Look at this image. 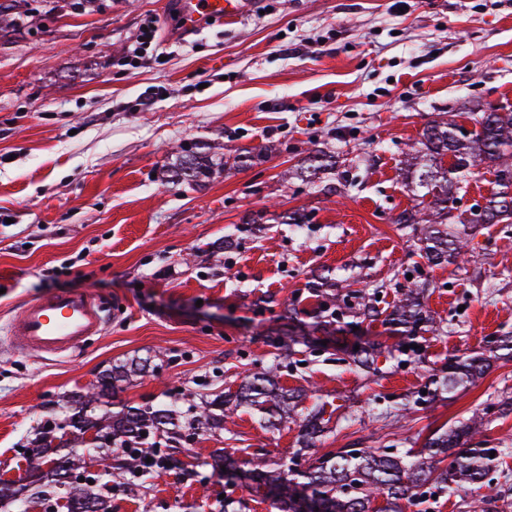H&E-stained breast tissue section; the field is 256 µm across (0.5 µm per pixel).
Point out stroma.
Masks as SVG:
<instances>
[{
	"instance_id": "obj_1",
	"label": "stroma",
	"mask_w": 512,
	"mask_h": 512,
	"mask_svg": "<svg viewBox=\"0 0 512 512\" xmlns=\"http://www.w3.org/2000/svg\"><path fill=\"white\" fill-rule=\"evenodd\" d=\"M154 21L151 58L126 56ZM512 106V0H260L242 20L183 36L173 0H104L87 16L39 17L0 38V475L19 478L48 403L113 363L155 371L116 398L134 405L236 392L271 364L324 409L323 448L409 447L419 431L512 396V361L468 390L436 396L431 374L512 331V224H485L459 263L413 254L395 217L415 205L397 168L447 113ZM211 144L250 163L191 190L161 174L179 147ZM320 149L336 168L314 183L288 170ZM301 209L303 231L279 221ZM262 217L252 234L244 222ZM350 270L378 294L376 320L314 319L311 287ZM427 283L437 329L403 335L387 313L396 284ZM91 290L100 335L39 360L13 349V309L48 290ZM375 348L372 368L345 350ZM499 449L481 490L512 512V415L491 419ZM297 422L273 429L249 407L221 433L162 443L170 468L113 484L112 512H280L273 494L226 484L222 448L277 468L300 447Z\"/></svg>"
}]
</instances>
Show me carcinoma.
<instances>
[{
    "instance_id": "obj_1",
    "label": "carcinoma",
    "mask_w": 512,
    "mask_h": 512,
    "mask_svg": "<svg viewBox=\"0 0 512 512\" xmlns=\"http://www.w3.org/2000/svg\"><path fill=\"white\" fill-rule=\"evenodd\" d=\"M36 12L29 0H0V37L30 27L25 19ZM475 123L480 129L465 140L455 137L458 123L453 119L427 126L421 140L410 146L411 159L402 168L406 187L431 196V201L402 211L394 223L436 227V235L418 246L431 263L455 264L467 250L468 231L449 229L455 221L449 203L471 169L485 164L496 177L483 210L471 214V227L512 222V109L503 106L484 112ZM449 154L455 162L445 168L443 159ZM177 155L180 173L172 183L196 187L210 175L212 166L195 148L182 147ZM398 290L400 298L391 320L411 325L413 332L421 323H434L417 289L401 285ZM488 369L485 357L470 354L448 364L441 384L451 391L474 382ZM142 371L143 365L133 361L112 366L99 375L96 384L53 402L51 420L37 428L31 439L24 476L0 486V512H28L29 503L52 484L65 487L66 512H112L100 487L114 477L141 479L164 466L166 457L160 455L157 439H172L185 426L211 432L226 429L234 407L224 402L222 392L200 396L189 418L172 400L145 406L113 402L116 383ZM300 397L301 390L279 386L271 370L246 376L237 394L239 403L256 407L274 428L288 422L287 404ZM511 412L512 406L504 409L498 402H487L467 422L433 431L415 452L392 451L381 443L376 448H326L312 457L298 453L273 471L257 463L252 467L256 488H290L292 494L281 512H409L438 492L452 495L480 483L496 462L482 440L485 418ZM87 428L97 433L92 445L83 443ZM300 432L304 447H316L324 432L320 412L308 414ZM114 457L120 459L116 465L112 464ZM88 468L97 473L84 482L59 480L71 471ZM380 495L385 505L371 510Z\"/></svg>"
}]
</instances>
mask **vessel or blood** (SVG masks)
<instances>
[{
  "label": "vessel or blood",
  "instance_id": "1",
  "mask_svg": "<svg viewBox=\"0 0 512 512\" xmlns=\"http://www.w3.org/2000/svg\"><path fill=\"white\" fill-rule=\"evenodd\" d=\"M259 0H177L182 27L200 31L210 20H239L254 11ZM104 303L90 291L51 290L21 305L9 331L20 351L49 359L67 354L103 329Z\"/></svg>",
  "mask_w": 512,
  "mask_h": 512
}]
</instances>
